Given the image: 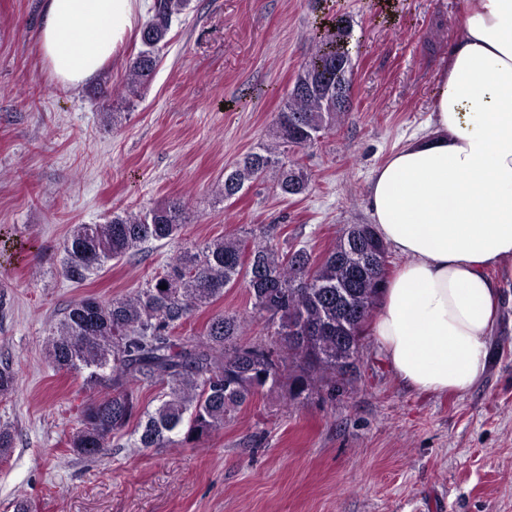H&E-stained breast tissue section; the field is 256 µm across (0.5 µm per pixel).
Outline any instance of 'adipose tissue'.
Here are the masks:
<instances>
[{"mask_svg": "<svg viewBox=\"0 0 512 512\" xmlns=\"http://www.w3.org/2000/svg\"><path fill=\"white\" fill-rule=\"evenodd\" d=\"M143 0H43L38 52L52 80L96 79L132 35ZM380 238L403 262L371 330L397 380L463 392L484 377L512 259V0H463L461 32L434 92L428 131L367 186Z\"/></svg>", "mask_w": 512, "mask_h": 512, "instance_id": "obj_1", "label": "adipose tissue"}]
</instances>
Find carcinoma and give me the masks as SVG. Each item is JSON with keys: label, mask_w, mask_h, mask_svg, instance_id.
<instances>
[{"label": "carcinoma", "mask_w": 512, "mask_h": 512, "mask_svg": "<svg viewBox=\"0 0 512 512\" xmlns=\"http://www.w3.org/2000/svg\"><path fill=\"white\" fill-rule=\"evenodd\" d=\"M188 6L189 0H153L141 31L144 49L123 83L128 96H139L151 80L155 49ZM351 39V24L342 17L315 28L314 50L269 127L270 143L224 175V199L272 172L282 196L306 191L308 179L288 163V151L312 146L310 133L331 130L350 111L336 107V89L352 73ZM189 223L186 205L171 200L146 212L114 214L105 224H79L64 247L62 275L82 284L110 260L133 257L154 241H175ZM350 247L344 231L317 259L304 247L280 250L265 232L250 241L220 236L178 249L129 296L103 301L86 295L71 302L50 329L49 363L82 375L90 389H112L84 405L72 452L97 459L112 436L131 424L134 448L200 443L224 428L230 412L284 381L293 400L321 391L336 398L361 376L362 339L380 295L374 280L387 279V272L367 268L341 302L337 291L349 281ZM240 283L252 314L265 319L268 342L239 343L248 319L224 312L210 319L201 336H174L197 311L224 297V289ZM18 374L12 362L0 361L1 396L14 390ZM143 387L159 388L152 410L140 407L136 392Z\"/></svg>", "instance_id": "1"}]
</instances>
